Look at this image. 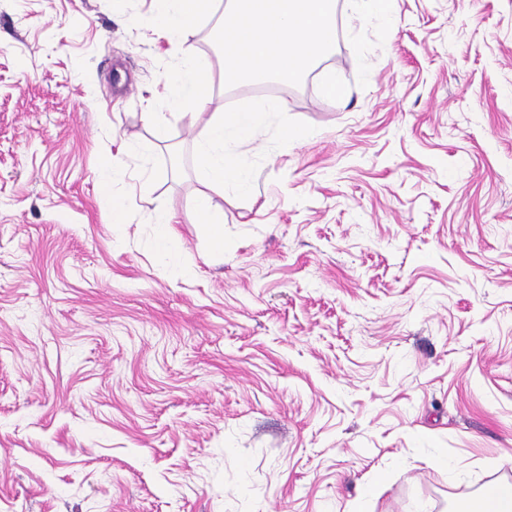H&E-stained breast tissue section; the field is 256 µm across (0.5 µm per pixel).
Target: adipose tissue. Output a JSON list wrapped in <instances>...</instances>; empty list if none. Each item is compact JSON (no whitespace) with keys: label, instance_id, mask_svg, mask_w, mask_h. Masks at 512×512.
<instances>
[{"label":"adipose tissue","instance_id":"adipose-tissue-1","mask_svg":"<svg viewBox=\"0 0 512 512\" xmlns=\"http://www.w3.org/2000/svg\"><path fill=\"white\" fill-rule=\"evenodd\" d=\"M162 2V8L138 20L181 49V64L165 78L162 97L197 113L207 112L212 73L197 57L191 38L211 0ZM334 4L335 0H226L219 27L225 78L253 85L298 80L336 42ZM284 108L283 102L271 101L252 110L211 113L197 152L210 189L240 197L252 194L253 173L243 164L239 149L251 140L265 113Z\"/></svg>","mask_w":512,"mask_h":512}]
</instances>
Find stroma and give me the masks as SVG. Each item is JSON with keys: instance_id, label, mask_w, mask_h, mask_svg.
I'll return each instance as SVG.
<instances>
[{"instance_id": "1", "label": "stroma", "mask_w": 512, "mask_h": 512, "mask_svg": "<svg viewBox=\"0 0 512 512\" xmlns=\"http://www.w3.org/2000/svg\"><path fill=\"white\" fill-rule=\"evenodd\" d=\"M157 7L0 0V512H454L512 482V0H393L390 29L336 0L335 47L263 92L205 17L210 112L287 104L252 196H213L220 253ZM122 180L121 172L110 166H104L101 171V195L100 200L104 207L112 211V222L116 224L126 223V211L122 196L115 186ZM195 213L198 223L207 226L209 236L212 240L214 250L223 252L224 250V211L217 213L212 203L211 197L207 193H201L195 203ZM172 224H178L174 216L167 217L155 230V246L159 254L165 255L171 243L177 238V232Z\"/></svg>"}]
</instances>
